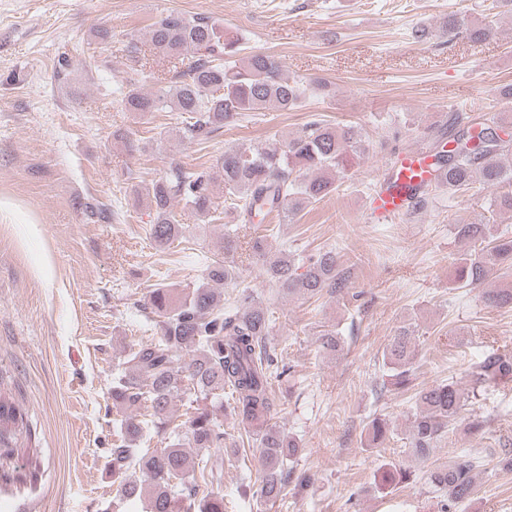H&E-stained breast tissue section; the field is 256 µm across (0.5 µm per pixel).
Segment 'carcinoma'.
I'll return each mask as SVG.
<instances>
[{
  "mask_svg": "<svg viewBox=\"0 0 512 512\" xmlns=\"http://www.w3.org/2000/svg\"><path fill=\"white\" fill-rule=\"evenodd\" d=\"M448 41L479 44L495 36L490 21L464 25L450 15L444 25ZM142 43L154 56L176 69L173 80L154 92L139 86V69L131 68L123 97L127 112H178L183 117L182 136L205 143L212 135L249 116L251 112L288 111L300 106L305 96L303 82L282 73L280 62L263 53H247L240 40L206 16L187 17L170 12L150 25ZM508 129L491 121L479 129H462L453 138L455 146L435 153L438 174L423 187V196L437 198L457 193L475 184L489 188L510 187L490 199L488 210L512 212V139ZM366 152L361 136L352 128L340 129L325 120H315L293 136L263 147H231L218 164L224 178V208L243 224L276 212L288 216L305 203L320 202L339 188L344 176ZM153 211L149 236L162 249L188 241L176 219L174 203L185 202L198 220L207 224L215 212L212 179L203 170L175 166L165 177L141 190ZM457 237L468 244L456 260L453 284L479 288L493 270L512 271V236L495 233L493 225L480 218L456 225ZM252 250L261 261L270 283L283 295L316 297L325 289L340 293L347 287L335 250H320L298 256L287 250L270 254L261 242L243 243L236 229L226 228L221 249L228 254L241 247ZM240 279L236 266L216 258L204 269L203 283L184 293L173 288L152 290L143 303L150 311L147 330L155 336L130 347L112 374V404L140 413H127L118 420L109 449L107 468L116 485L115 497L127 499L142 494L136 472L146 477L148 512H224V455L211 452L224 447V423L214 410L194 406L198 399L224 408L229 394L242 420L257 424L255 443L262 471L260 497H279L288 466L302 448L295 435L275 421L276 403L271 393L273 375H283L273 334L275 316L271 307L243 288L229 302L214 288ZM486 305L512 308V288L484 292ZM418 325L408 319L394 330L382 354L388 384L408 389L415 376ZM320 346L331 352L343 350L344 341L335 330L320 333ZM475 381L493 387L512 380V353L492 350L472 371ZM191 396V412L175 425L174 399ZM465 392L456 380L441 381L419 389L409 428L408 453L416 460L429 459L448 439L449 426L465 406ZM26 428L25 413L0 393V460L18 451L16 432ZM387 422L375 417L368 427L373 444L385 438ZM151 435L167 440L150 450L143 443ZM197 449L196 462L189 463L187 449ZM485 460L472 453L461 454L426 473L432 492L441 498L442 512H458L474 494ZM416 478L402 463H386L382 481L396 490ZM211 485L210 492L196 499L197 480Z\"/></svg>",
  "mask_w": 512,
  "mask_h": 512,
  "instance_id": "obj_1",
  "label": "carcinoma"
}]
</instances>
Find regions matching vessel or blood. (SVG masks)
Instances as JSON below:
<instances>
[{"mask_svg": "<svg viewBox=\"0 0 512 512\" xmlns=\"http://www.w3.org/2000/svg\"><path fill=\"white\" fill-rule=\"evenodd\" d=\"M387 175L370 201L369 219L378 224L404 213L419 189L433 182L437 172L433 158L426 151L412 149L390 158Z\"/></svg>", "mask_w": 512, "mask_h": 512, "instance_id": "obj_1", "label": "vessel or blood"}]
</instances>
